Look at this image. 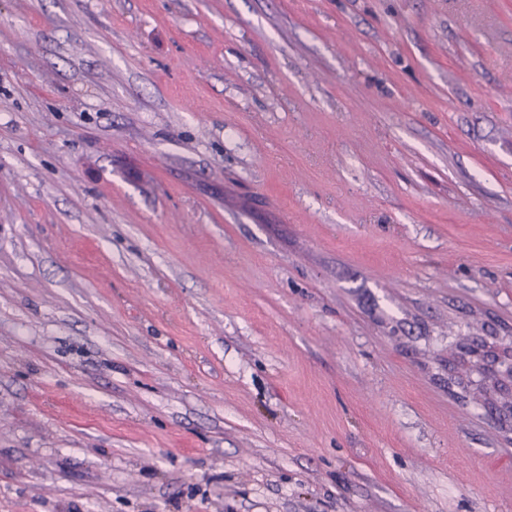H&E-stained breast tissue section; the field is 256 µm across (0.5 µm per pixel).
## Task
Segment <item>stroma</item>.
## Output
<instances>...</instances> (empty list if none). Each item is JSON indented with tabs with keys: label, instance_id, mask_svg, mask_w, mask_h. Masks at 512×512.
Instances as JSON below:
<instances>
[{
	"label": "stroma",
	"instance_id": "obj_1",
	"mask_svg": "<svg viewBox=\"0 0 512 512\" xmlns=\"http://www.w3.org/2000/svg\"><path fill=\"white\" fill-rule=\"evenodd\" d=\"M466 336L512 0H0V512H512Z\"/></svg>",
	"mask_w": 512,
	"mask_h": 512
}]
</instances>
